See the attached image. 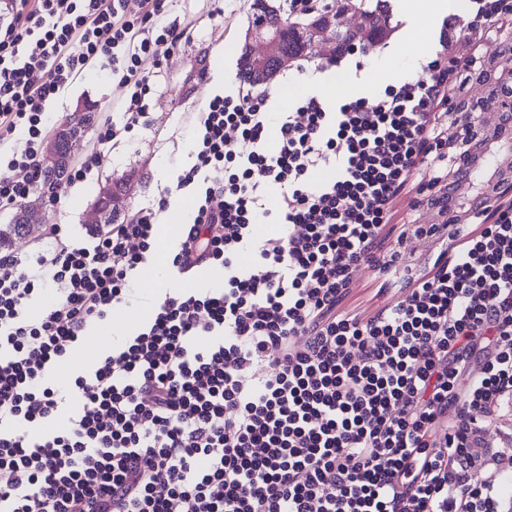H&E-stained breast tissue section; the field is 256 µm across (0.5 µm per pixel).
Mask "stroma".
Segmentation results:
<instances>
[{
	"instance_id": "obj_1",
	"label": "stroma",
	"mask_w": 512,
	"mask_h": 512,
	"mask_svg": "<svg viewBox=\"0 0 512 512\" xmlns=\"http://www.w3.org/2000/svg\"><path fill=\"white\" fill-rule=\"evenodd\" d=\"M254 0H224L223 19H211L207 0H178L173 11L190 26L189 40L162 64L146 58L142 66L155 72L149 112L139 128L112 145L106 162L87 172L67 187L62 204L49 205L44 192L30 196L36 221L25 235L10 236L5 247L18 253L34 250L44 243L51 225H62L73 242H89L86 220L102 182L108 177L132 174L135 183L121 220L135 219L140 209L156 205L161 190L173 186L180 170L192 162L191 133L206 98L231 92L239 84V56L245 39ZM424 0H390L389 34L369 50H354L339 57H312L293 62L282 69L270 86L274 107L280 108L303 96H314L332 103L333 83L348 84L349 98L367 97L383 88L385 82H399L408 75L422 77V70L407 73L406 58L423 62L439 47L444 21L430 17ZM471 0H455L449 14L456 24L451 54L466 58L475 54L492 56L495 46L489 41L474 44L468 21ZM385 59L389 77H373L374 60ZM125 90L107 75L106 70L89 71L73 82L45 110L51 120L64 123L75 110L93 104V125L75 151L82 161L98 144V134L107 124L121 125L119 103Z\"/></svg>"
}]
</instances>
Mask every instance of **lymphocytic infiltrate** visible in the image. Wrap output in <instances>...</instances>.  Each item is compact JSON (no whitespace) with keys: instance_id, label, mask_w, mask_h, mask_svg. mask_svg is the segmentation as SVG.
Instances as JSON below:
<instances>
[{"instance_id":"obj_1","label":"lymphocytic infiltrate","mask_w":512,"mask_h":512,"mask_svg":"<svg viewBox=\"0 0 512 512\" xmlns=\"http://www.w3.org/2000/svg\"><path fill=\"white\" fill-rule=\"evenodd\" d=\"M170 2L17 0L0 20V154L29 136L0 165V210L44 188V105L77 74L104 61L128 90L102 142L139 125L142 58L189 37ZM450 44L426 78L334 107L274 112L246 84L209 97L170 267L224 284L165 294L90 369L55 373L127 303L168 197L92 244L55 224L36 255L0 253V512H512V464L476 452L512 400V202L465 232L446 220L448 104L469 69ZM423 193L442 221L414 225L438 244L415 269L387 226ZM259 223L280 230L253 239ZM363 263L380 283L343 307ZM48 288L55 303L31 315Z\"/></svg>"}]
</instances>
